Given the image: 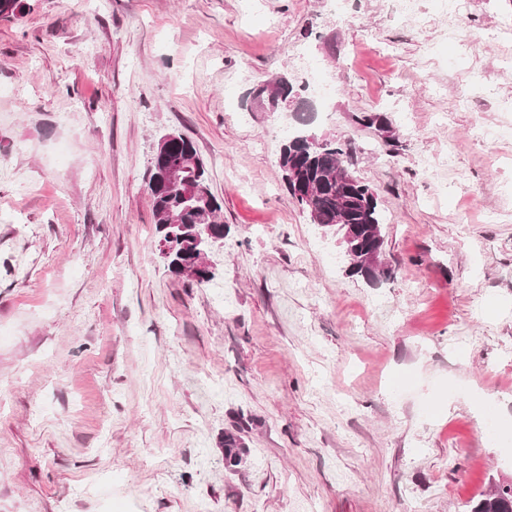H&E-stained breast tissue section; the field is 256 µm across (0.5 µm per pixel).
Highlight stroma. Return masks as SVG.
Wrapping results in <instances>:
<instances>
[{
    "instance_id": "1",
    "label": "stroma",
    "mask_w": 512,
    "mask_h": 512,
    "mask_svg": "<svg viewBox=\"0 0 512 512\" xmlns=\"http://www.w3.org/2000/svg\"><path fill=\"white\" fill-rule=\"evenodd\" d=\"M30 4L0 20V512H466L512 476V0L456 40L434 0ZM336 70L309 129L357 142L375 285L249 97ZM170 130L222 206L202 287L156 248Z\"/></svg>"
}]
</instances>
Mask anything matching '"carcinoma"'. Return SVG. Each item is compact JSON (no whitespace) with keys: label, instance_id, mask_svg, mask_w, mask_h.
Returning a JSON list of instances; mask_svg holds the SVG:
<instances>
[{"label":"carcinoma","instance_id":"obj_1","mask_svg":"<svg viewBox=\"0 0 512 512\" xmlns=\"http://www.w3.org/2000/svg\"><path fill=\"white\" fill-rule=\"evenodd\" d=\"M31 10L28 0H0V19L23 17ZM294 96V86L273 82V94L261 88L252 95L263 106L277 101L278 94ZM169 148L153 158L149 178V194L158 241L170 248L166 263L169 271L180 277L189 261L198 257L203 243L199 240L202 225H207L210 236L224 239V224L218 215L221 204L212 193L209 173L198 154L194 142L178 132L165 134ZM355 139L343 141L320 140L312 137L306 128L294 131L280 148L279 164L288 193L302 205L314 224L334 227L340 217L357 228L354 245L358 248H383L382 216L378 200L364 181L351 169L356 152ZM194 163L197 191L185 197L182 190L172 187L165 172ZM316 184V192L306 198L298 195L299 184ZM243 448L233 435L224 436V460L232 466L241 462ZM470 512H512V488L488 491L471 504Z\"/></svg>","mask_w":512,"mask_h":512}]
</instances>
